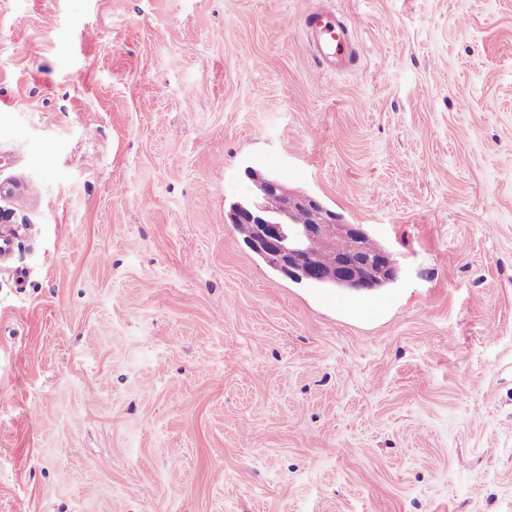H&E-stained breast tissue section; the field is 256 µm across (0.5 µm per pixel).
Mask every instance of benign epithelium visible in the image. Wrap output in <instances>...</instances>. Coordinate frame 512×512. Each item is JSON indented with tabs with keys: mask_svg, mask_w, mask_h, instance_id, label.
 Returning a JSON list of instances; mask_svg holds the SVG:
<instances>
[{
	"mask_svg": "<svg viewBox=\"0 0 512 512\" xmlns=\"http://www.w3.org/2000/svg\"><path fill=\"white\" fill-rule=\"evenodd\" d=\"M255 198L247 206H234L229 223L248 226V247L264 258L276 271L297 281L324 285L367 289L374 282L394 272L389 264L392 255L372 251L363 244L364 229L359 224H346L315 198L294 192L278 181L253 178ZM296 208L310 212L308 224H294L290 215ZM320 238L337 250L336 262L329 268L316 263L308 250L311 240Z\"/></svg>",
	"mask_w": 512,
	"mask_h": 512,
	"instance_id": "obj_1",
	"label": "benign epithelium"
}]
</instances>
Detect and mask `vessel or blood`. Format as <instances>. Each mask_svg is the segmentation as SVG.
<instances>
[{
	"label": "vessel or blood",
	"instance_id": "b4317fda",
	"mask_svg": "<svg viewBox=\"0 0 512 512\" xmlns=\"http://www.w3.org/2000/svg\"><path fill=\"white\" fill-rule=\"evenodd\" d=\"M305 25L318 68H348L357 64L358 42L343 15L319 7L308 14Z\"/></svg>",
	"mask_w": 512,
	"mask_h": 512
}]
</instances>
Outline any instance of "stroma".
Segmentation results:
<instances>
[{
  "instance_id": "1",
  "label": "stroma",
  "mask_w": 512,
  "mask_h": 512,
  "mask_svg": "<svg viewBox=\"0 0 512 512\" xmlns=\"http://www.w3.org/2000/svg\"><path fill=\"white\" fill-rule=\"evenodd\" d=\"M255 172L397 279L274 271ZM1 184L0 512H512V0H0ZM305 25L319 69L348 68L357 64L358 42L343 15L319 7L308 14Z\"/></svg>"
}]
</instances>
